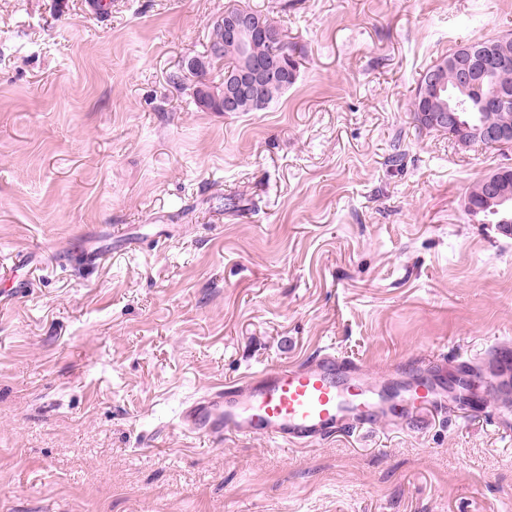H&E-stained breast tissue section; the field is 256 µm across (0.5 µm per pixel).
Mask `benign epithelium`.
<instances>
[{"label": "benign epithelium", "mask_w": 512, "mask_h": 512, "mask_svg": "<svg viewBox=\"0 0 512 512\" xmlns=\"http://www.w3.org/2000/svg\"><path fill=\"white\" fill-rule=\"evenodd\" d=\"M219 24L223 27L224 39L210 43L205 54L187 58L182 64V69L199 77L195 87L198 104L205 108L216 102L226 112L238 111L240 103L244 100H250L258 107L263 106L267 84L274 80L288 81L290 69L278 58L257 56L250 51L255 39L266 37L261 20L256 14L226 13L220 18ZM226 42L240 45L246 60L237 72L227 76L225 88L218 93L203 75L207 73L211 60L224 54ZM496 63L497 59L480 49L469 50L450 61L459 79L467 83L473 81L478 67L489 68ZM429 117L433 123L448 128V135L467 148L476 143L512 144L511 128L469 124L461 119L459 113L452 110L431 112Z\"/></svg>", "instance_id": "7a95c632"}]
</instances>
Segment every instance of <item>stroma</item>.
I'll use <instances>...</instances> for the list:
<instances>
[{
  "label": "stroma",
  "mask_w": 512,
  "mask_h": 512,
  "mask_svg": "<svg viewBox=\"0 0 512 512\" xmlns=\"http://www.w3.org/2000/svg\"><path fill=\"white\" fill-rule=\"evenodd\" d=\"M295 49L263 112L170 77L225 0H0V512H512V408L293 450L183 401L330 345L447 386L512 338V237L468 189L511 147L417 126L418 79L512 0H246Z\"/></svg>",
  "instance_id": "35a3bbf8"
}]
</instances>
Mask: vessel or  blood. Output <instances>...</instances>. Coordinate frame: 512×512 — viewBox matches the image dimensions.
Instances as JSON below:
<instances>
[{
    "label": "vessel or blood",
    "mask_w": 512,
    "mask_h": 512,
    "mask_svg": "<svg viewBox=\"0 0 512 512\" xmlns=\"http://www.w3.org/2000/svg\"><path fill=\"white\" fill-rule=\"evenodd\" d=\"M402 405V399L383 398L352 361L324 352L231 388H211L188 402L179 418L187 430L213 440L234 435L309 447L341 428L368 430L392 422Z\"/></svg>",
    "instance_id": "vessel-or-blood-1"
}]
</instances>
